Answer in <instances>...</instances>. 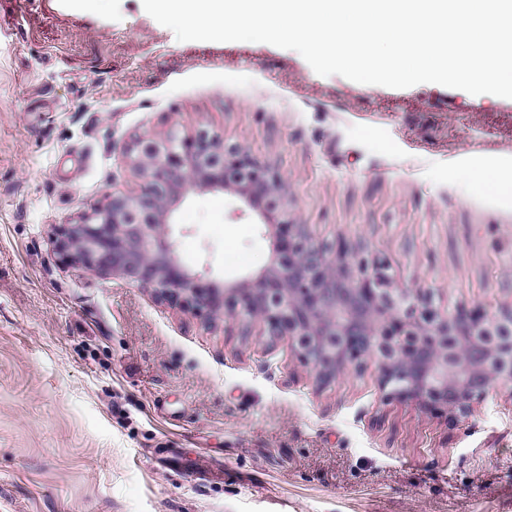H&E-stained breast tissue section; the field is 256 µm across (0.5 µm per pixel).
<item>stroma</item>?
Listing matches in <instances>:
<instances>
[{
	"label": "stroma",
	"mask_w": 512,
	"mask_h": 512,
	"mask_svg": "<svg viewBox=\"0 0 512 512\" xmlns=\"http://www.w3.org/2000/svg\"><path fill=\"white\" fill-rule=\"evenodd\" d=\"M205 130L288 178L312 240L455 310L512 307V99L316 74L293 50L181 42L142 0H0V512H512V382L466 418L318 380L288 341L61 260L58 227L140 189L135 135ZM179 264L265 266L238 195L190 192ZM472 176L480 186L491 193L512 192V172L498 166H481L472 170Z\"/></svg>",
	"instance_id": "1"
}]
</instances>
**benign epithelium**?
<instances>
[{"mask_svg": "<svg viewBox=\"0 0 512 512\" xmlns=\"http://www.w3.org/2000/svg\"><path fill=\"white\" fill-rule=\"evenodd\" d=\"M127 157L145 179L137 194H114L64 225L58 253L93 272L112 271L163 298L187 294L200 313L247 317L265 336L287 338L317 376L360 358L374 361L389 395L436 402L453 418L471 414L497 381L512 379V308L486 319L448 313L394 285L389 266L309 243L305 225L280 208L282 174L240 145L173 129L135 140ZM231 188L272 238L269 264L224 285L215 306L200 274L179 268L169 224L191 190Z\"/></svg>", "mask_w": 512, "mask_h": 512, "instance_id": "benign-epithelium-1", "label": "benign epithelium"}]
</instances>
